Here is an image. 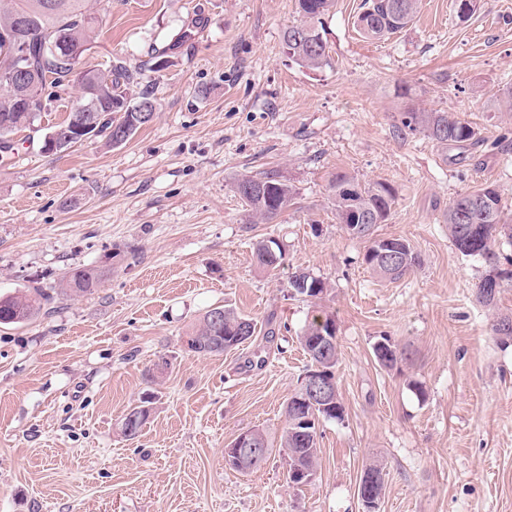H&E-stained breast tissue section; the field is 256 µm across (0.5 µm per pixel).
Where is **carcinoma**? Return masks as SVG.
Segmentation results:
<instances>
[{
	"label": "carcinoma",
	"mask_w": 512,
	"mask_h": 512,
	"mask_svg": "<svg viewBox=\"0 0 512 512\" xmlns=\"http://www.w3.org/2000/svg\"><path fill=\"white\" fill-rule=\"evenodd\" d=\"M332 4L333 0H296L301 20L284 33L288 54L309 68L318 69L329 62V47L321 29L322 18ZM417 9L418 0H364L363 11L357 18L358 32L365 39L380 40L406 27ZM99 24L92 0H0V31L13 33L9 40L0 39L1 155L12 153L13 136L33 128L52 102L73 87L80 90V100L65 120L49 128V132H57L58 142L55 148L46 149L48 153L66 150L73 144L68 133L81 119L94 124L95 136L118 146L145 126L138 117L139 106H144L146 112L156 113L157 105L150 95H134L130 89L139 84L143 71H153L159 64L147 61L133 70L117 60L105 72L85 65V54ZM399 129L423 134L441 145L459 146L476 141V132L470 123L448 112L409 108L400 113ZM331 188L338 223L346 228L352 224L365 225L363 238L368 240L369 247L364 262L373 274L382 281H396L420 265V257L410 244L395 238L390 239V243L404 249L406 263L389 273L377 260L376 247L383 239L375 235V228L387 220L395 202L390 184L375 181L362 185L356 178L338 173ZM235 189L258 223H268L288 210L295 195L288 182L274 172L243 176L237 180ZM445 222L456 248L465 255L481 258L486 265V273L475 287L476 300L486 307L495 305L496 296L485 295V284L494 276L499 278L501 286L506 281L512 283V258L503 264L494 250L498 239H512V224L505 218L499 191L485 186L458 195L448 207ZM254 259L259 268L274 270L283 263V249L273 239L259 240L254 244ZM104 277L105 270L97 266L73 267L65 273L58 288L66 295L92 294ZM289 288L292 295L309 300L320 299L328 292L323 279L304 271L293 273ZM54 302V293L41 286L0 296V324H25ZM220 310L221 319H213L215 309L212 308L188 332L190 351L208 356L228 351L227 342L234 338L232 331L242 324L250 329V334H255L253 320L232 308L222 306ZM318 320L319 317H313L300 336V344L312 364H322L313 354V342L320 339ZM382 341L386 346L373 347V354L377 362L387 368L396 364L398 348L387 337ZM388 354L391 355L389 364L383 361ZM344 412L340 402L332 408H320L288 400L279 445V451L288 458V465L298 463L318 469V431L313 427L311 433H301V420L309 419L318 424L342 421ZM147 417L148 409L144 406L131 408L122 421V434L136 437Z\"/></svg>",
	"instance_id": "1"
}]
</instances>
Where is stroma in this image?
<instances>
[{"mask_svg": "<svg viewBox=\"0 0 512 512\" xmlns=\"http://www.w3.org/2000/svg\"><path fill=\"white\" fill-rule=\"evenodd\" d=\"M362 4L336 0L330 63L311 69L283 45L295 0H96L86 63L162 60L138 85L157 112L123 145L44 152L74 88L0 161V295L57 286L77 265L107 272L94 294L0 327V512H362L372 463L385 473L379 512H512V344L490 330L495 312H512V284L495 308L477 303L486 266L445 222L483 184L512 219V107L500 96L512 87V0H479L465 20L456 0H421L406 28L375 41L356 29ZM411 105L464 116L477 144L400 132ZM268 171L295 200L253 224L234 185ZM339 172L391 184L376 233L408 241L420 266L391 283L367 268V241L336 220ZM260 238L282 246L276 270L257 268ZM299 268L331 286L319 305L336 322L345 418L322 423L316 477L296 489L282 453L238 472L224 450L254 427L280 440L314 307L290 295ZM224 304L256 336L220 356L191 352L188 326ZM383 336L400 352L390 369L372 355ZM161 357L170 368L154 384L145 370ZM141 403L143 430L125 438Z\"/></svg>", "mask_w": 512, "mask_h": 512, "instance_id": "1", "label": "stroma"}]
</instances>
